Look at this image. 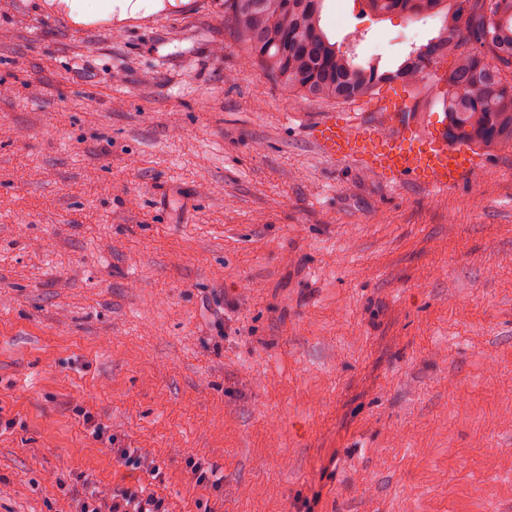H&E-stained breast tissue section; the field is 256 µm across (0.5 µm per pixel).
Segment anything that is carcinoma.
<instances>
[{
	"label": "carcinoma",
	"mask_w": 512,
	"mask_h": 512,
	"mask_svg": "<svg viewBox=\"0 0 512 512\" xmlns=\"http://www.w3.org/2000/svg\"><path fill=\"white\" fill-rule=\"evenodd\" d=\"M324 0H224V26L276 81L306 99L355 101L381 83H416L448 60L442 102L448 141L478 150L512 148V0H365L379 15L440 18L437 35L394 70L367 68L330 41Z\"/></svg>",
	"instance_id": "cac0c4a2"
}]
</instances>
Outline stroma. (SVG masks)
Masks as SVG:
<instances>
[{
  "label": "stroma",
  "instance_id": "stroma-1",
  "mask_svg": "<svg viewBox=\"0 0 512 512\" xmlns=\"http://www.w3.org/2000/svg\"><path fill=\"white\" fill-rule=\"evenodd\" d=\"M73 2L0 0V512H74L46 484L84 475L169 512H512V150L386 183L308 129L391 87L301 100L224 0ZM322 23L384 66L439 27L363 0ZM144 7L142 0H107L103 8V15L111 18L113 14H117L119 20L129 16H134ZM115 461L128 470H142L149 473L155 479L160 476L159 467L153 464L149 458V452L143 448H117ZM192 481L197 486L219 489L224 485V468L204 458H192L188 462Z\"/></svg>",
  "mask_w": 512,
  "mask_h": 512
}]
</instances>
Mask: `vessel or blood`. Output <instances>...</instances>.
Returning <instances> with one entry per match:
<instances>
[{
  "instance_id": "obj_1",
  "label": "vessel or blood",
  "mask_w": 512,
  "mask_h": 512,
  "mask_svg": "<svg viewBox=\"0 0 512 512\" xmlns=\"http://www.w3.org/2000/svg\"><path fill=\"white\" fill-rule=\"evenodd\" d=\"M409 106L403 96L387 100L366 128L322 119L312 126L311 140L329 159L356 162L390 182L408 177L436 191L481 168L480 158L466 143L449 142L443 124L428 133L418 130Z\"/></svg>"
}]
</instances>
